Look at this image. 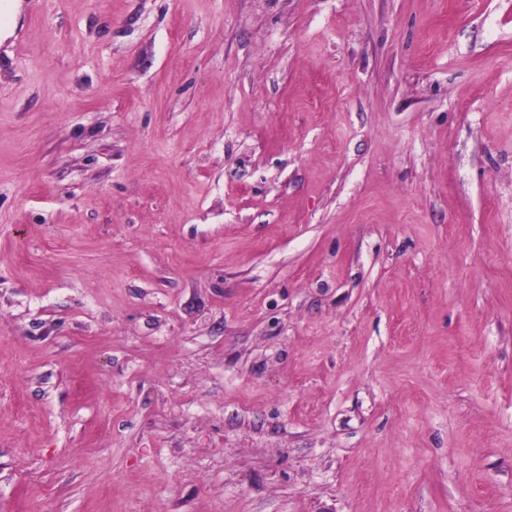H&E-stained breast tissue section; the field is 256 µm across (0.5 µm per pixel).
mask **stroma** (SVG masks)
<instances>
[{
    "label": "stroma",
    "instance_id": "stroma-1",
    "mask_svg": "<svg viewBox=\"0 0 512 512\" xmlns=\"http://www.w3.org/2000/svg\"><path fill=\"white\" fill-rule=\"evenodd\" d=\"M0 512H512V0H0Z\"/></svg>",
    "mask_w": 512,
    "mask_h": 512
}]
</instances>
